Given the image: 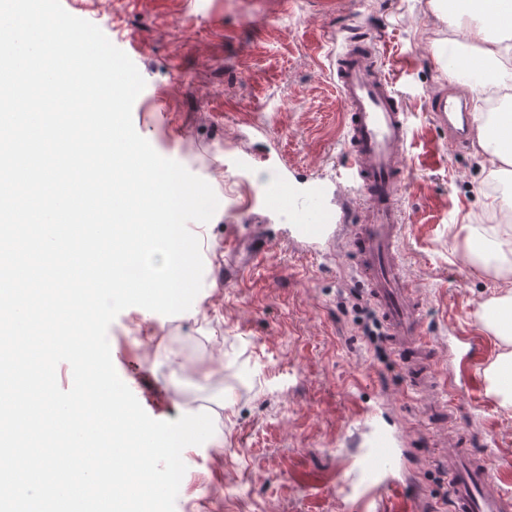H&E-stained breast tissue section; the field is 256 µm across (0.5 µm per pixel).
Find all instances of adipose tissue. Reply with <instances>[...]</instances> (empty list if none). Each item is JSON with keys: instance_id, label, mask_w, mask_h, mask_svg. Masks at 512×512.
<instances>
[{"instance_id": "ef3b65f1", "label": "adipose tissue", "mask_w": 512, "mask_h": 512, "mask_svg": "<svg viewBox=\"0 0 512 512\" xmlns=\"http://www.w3.org/2000/svg\"><path fill=\"white\" fill-rule=\"evenodd\" d=\"M433 12L448 30L465 35L468 64L448 68L449 79L468 84L487 95L512 89V0H431ZM476 155L495 166L496 174L512 180V113L498 112L476 127ZM467 259L484 270L512 272V225L495 224L484 233L469 231ZM482 328L497 340L499 351L483 370L488 394L512 411V286L507 285L482 303Z\"/></svg>"}]
</instances>
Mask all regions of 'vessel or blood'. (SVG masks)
I'll return each mask as SVG.
<instances>
[{
	"mask_svg": "<svg viewBox=\"0 0 512 512\" xmlns=\"http://www.w3.org/2000/svg\"><path fill=\"white\" fill-rule=\"evenodd\" d=\"M341 43V51L329 59L345 104L343 130L348 153L339 177L353 188L350 204L360 224L349 231L343 222L334 221L328 189L322 183L310 186L307 201L296 200L289 193L284 170L266 187L263 198L271 209L293 211L295 222L288 237L304 243L310 251L346 239L409 389L424 393L438 386L433 342L424 330L422 305L409 286L398 248L400 200L406 189L408 115L384 71L376 42L345 36ZM470 368V357L449 356V390L456 392L468 385ZM397 460L395 436L385 428L371 427L363 453L339 486L359 497L378 490L387 492L400 512H406L402 484L395 474ZM444 469L452 512H512V494L500 487L484 455L460 446L449 453Z\"/></svg>",
	"mask_w": 512,
	"mask_h": 512,
	"instance_id": "vessel-or-blood-1",
	"label": "vessel or blood"
}]
</instances>
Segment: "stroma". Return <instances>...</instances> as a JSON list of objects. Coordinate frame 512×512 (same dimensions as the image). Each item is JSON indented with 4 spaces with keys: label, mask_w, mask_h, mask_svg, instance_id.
Wrapping results in <instances>:
<instances>
[{
    "label": "stroma",
    "mask_w": 512,
    "mask_h": 512,
    "mask_svg": "<svg viewBox=\"0 0 512 512\" xmlns=\"http://www.w3.org/2000/svg\"><path fill=\"white\" fill-rule=\"evenodd\" d=\"M134 62L145 80L132 120L161 156L213 188L219 206L189 228L201 242L203 286L191 308L166 316L132 306L108 329L114 368L153 419L209 413L215 432L185 448L175 512H359L338 490L366 428L359 407L392 432L417 512L445 508L446 452L473 434L512 492V412L486 393L498 352L477 311L501 287L464 257L492 175L473 144L449 146L431 116L447 91L434 54L440 27L429 0H61ZM376 40L409 114V185L400 238L406 275L423 304L437 370L448 342L474 339L471 391L453 418L431 414L445 389L407 388L390 348L363 336L346 303L361 291L354 258L283 241L243 277L231 276L267 225L287 212L261 192L289 167L294 190L335 184L344 160L345 105L327 71L337 33Z\"/></svg>",
    "instance_id": "obj_1"
}]
</instances>
